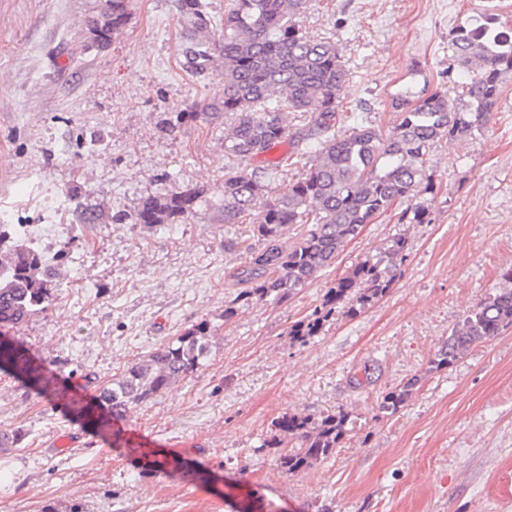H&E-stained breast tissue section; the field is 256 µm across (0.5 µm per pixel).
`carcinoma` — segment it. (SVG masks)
Listing matches in <instances>:
<instances>
[{"instance_id": "1", "label": "carcinoma", "mask_w": 512, "mask_h": 512, "mask_svg": "<svg viewBox=\"0 0 512 512\" xmlns=\"http://www.w3.org/2000/svg\"><path fill=\"white\" fill-rule=\"evenodd\" d=\"M224 14V35H209L210 20L201 0H177L190 34L188 64L207 69L219 54L224 69V113L236 115L224 131V155L239 161L264 156L289 141L294 152L306 155L312 143V164L304 177L278 197L269 196L266 178L276 165L224 174L226 224H242L252 211L258 245L245 248L239 275L251 283L224 309L230 319L236 308L259 301L281 304L335 262L344 244L360 234L395 202L434 193L427 174V156L441 141L472 140L488 123L502 94L504 78L512 75V27L499 14L485 11L475 22L456 26L448 34V70H460L467 80L455 96L405 92L392 99L396 122L387 135L359 125L336 134V109L348 81L335 42L303 33L297 19L307 0H231ZM126 21V0H108L107 10L93 22L94 40L104 43ZM310 116V125L291 131L288 114ZM200 192L189 189L169 198L144 203L140 219L162 224L187 217ZM399 224L429 223L428 206L420 201L398 214ZM291 224L307 226L300 240L284 241ZM409 243L398 235L376 255L336 279L321 306L294 323L290 333L300 339L320 334L339 304H349L353 316L384 297L395 271L408 256ZM59 283L35 250L0 233V368L7 366L26 377L45 394L65 391L44 373L26 352L2 339L48 307ZM512 327V289L478 302L462 323L453 327L436 358L435 369L448 368L474 344L491 340ZM207 325L200 323L146 359L129 366L121 376L100 387L99 396L111 409L128 412L193 373L208 352ZM420 379L409 378L381 396L379 410L397 413L418 390ZM350 414L340 409L318 419L289 413L274 422L276 430L300 442L289 447L272 436L259 449L276 455L279 469L295 473L336 456L348 429Z\"/></svg>"}]
</instances>
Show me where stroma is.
I'll list each match as a JSON object with an SVG mask.
<instances>
[{
	"mask_svg": "<svg viewBox=\"0 0 512 512\" xmlns=\"http://www.w3.org/2000/svg\"><path fill=\"white\" fill-rule=\"evenodd\" d=\"M493 4L512 21V0H309L300 27L334 40L349 72L337 133L357 118L388 132L402 92H452L448 33ZM105 6L0 0V224L33 247L37 225L63 227L46 247L56 298L13 335L69 388L53 400L0 371V512H512V329L431 367L477 302L512 289V76L481 135L429 155V223L390 210L291 299L228 319L254 237L219 212L234 121L222 68L188 66L176 0H127L98 45ZM188 189L203 196L185 220L138 222L147 198ZM397 234L410 251L388 294L295 341L292 324ZM202 321L201 366L118 431L74 409ZM414 376L407 405L381 412ZM337 409L351 422L334 458L291 475L262 449L284 414ZM133 432L155 440L148 455ZM107 2V10L100 19L93 22L90 29L94 40L101 43L108 41L126 21V1L108 0ZM419 383L418 377H411L402 386L383 393L379 402V409L382 412L390 413V415L397 413L411 398L412 394L418 390Z\"/></svg>",
	"mask_w": 512,
	"mask_h": 512,
	"instance_id": "1",
	"label": "stroma"
}]
</instances>
